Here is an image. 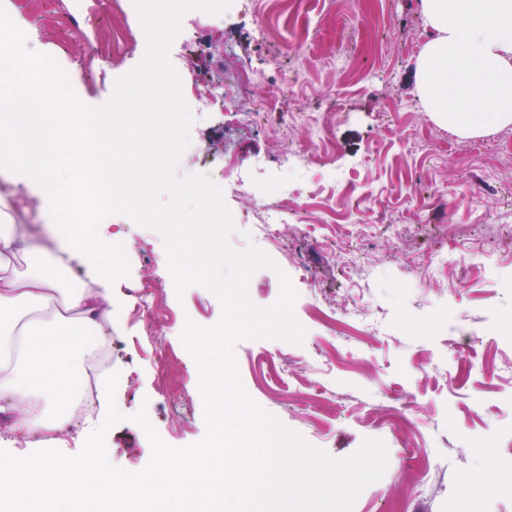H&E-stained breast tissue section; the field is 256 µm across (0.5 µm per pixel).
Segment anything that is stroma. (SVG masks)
Masks as SVG:
<instances>
[{
	"instance_id": "obj_1",
	"label": "stroma",
	"mask_w": 512,
	"mask_h": 512,
	"mask_svg": "<svg viewBox=\"0 0 512 512\" xmlns=\"http://www.w3.org/2000/svg\"><path fill=\"white\" fill-rule=\"evenodd\" d=\"M109 0H17L29 33L66 72L87 106L104 105L117 78L143 60L148 44L116 53L124 20ZM66 8L81 28L58 27ZM418 0H304L294 24L271 35L250 14L197 11L189 40L174 37L169 62L190 77L220 81L230 73L259 75L230 110L198 114L178 176L246 175L256 155H277L273 131L286 115L333 112L336 167H314L313 179L338 187L332 198L302 199L297 224L281 227L273 267L251 276V298L274 306L282 278L301 296L292 307L301 343L243 338L234 345L248 395L269 415L332 457L355 453L364 439L388 450L384 476L365 488L353 512H512V236L486 225L512 209V180L499 174L508 152L495 133L417 143L440 126L415 93L412 44L422 41ZM304 78L291 95L254 118L257 101L288 76L295 54ZM343 54L353 69L336 75L328 62ZM448 199L439 211L434 196ZM120 234L104 256L106 286L122 316L104 338L110 370L119 374L115 400L127 421L107 434L110 461L137 471L150 443L129 416L146 409L168 444L182 447L205 432L198 371L180 333L186 321L216 325L223 303L207 286L177 292L164 237L115 213L99 235ZM483 255L471 265L472 251ZM451 257L448 268L424 272L427 256ZM155 287L159 308L130 314L141 281ZM167 355V369L154 362ZM492 450V472L481 469Z\"/></svg>"
}]
</instances>
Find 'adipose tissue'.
Instances as JSON below:
<instances>
[{
	"instance_id": "ef3b65f1",
	"label": "adipose tissue",
	"mask_w": 512,
	"mask_h": 512,
	"mask_svg": "<svg viewBox=\"0 0 512 512\" xmlns=\"http://www.w3.org/2000/svg\"><path fill=\"white\" fill-rule=\"evenodd\" d=\"M433 34L416 59V92L440 125L477 136L512 124V0H420ZM16 193L0 187V411L11 426L58 441L73 420V383L88 336L117 318L99 289L72 287L67 270L29 243ZM53 232L71 260L99 267L92 225Z\"/></svg>"
}]
</instances>
